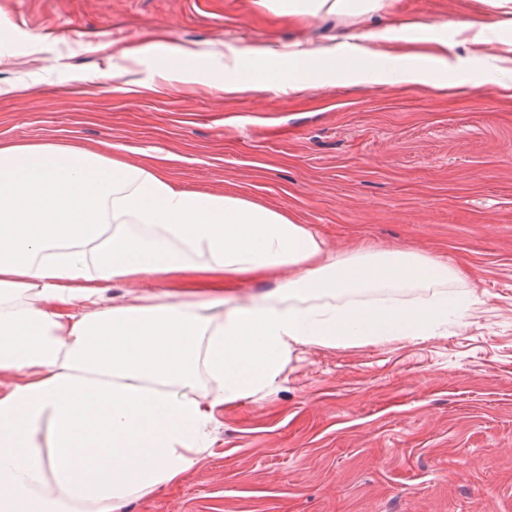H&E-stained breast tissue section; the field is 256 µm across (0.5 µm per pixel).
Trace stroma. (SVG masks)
<instances>
[{"label": "stroma", "mask_w": 512, "mask_h": 512, "mask_svg": "<svg viewBox=\"0 0 512 512\" xmlns=\"http://www.w3.org/2000/svg\"><path fill=\"white\" fill-rule=\"evenodd\" d=\"M462 18L493 27L459 34ZM344 41L334 19L259 0H0V143L168 153L188 189L314 225L339 251L422 250L477 298L444 336L298 348L272 393L225 407L184 480L128 512H512V88L492 69L512 57V0H396L377 49L446 57L444 93L212 86L225 45ZM171 47L197 54L195 81L161 80Z\"/></svg>", "instance_id": "obj_1"}]
</instances>
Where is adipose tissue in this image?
I'll list each match as a JSON object with an SVG mask.
<instances>
[{"instance_id":"1","label":"adipose tissue","mask_w":512,"mask_h":512,"mask_svg":"<svg viewBox=\"0 0 512 512\" xmlns=\"http://www.w3.org/2000/svg\"><path fill=\"white\" fill-rule=\"evenodd\" d=\"M288 20L378 13L387 0H264ZM356 33L332 48H229L227 94L331 76L440 86L448 68L397 65ZM167 158L63 141L0 144V512H124L213 447L225 406L271 390L295 347L444 336L467 313L452 264L413 250L336 253L309 224L176 184ZM271 291L226 306L234 282ZM111 282L157 289L105 304Z\"/></svg>"}]
</instances>
